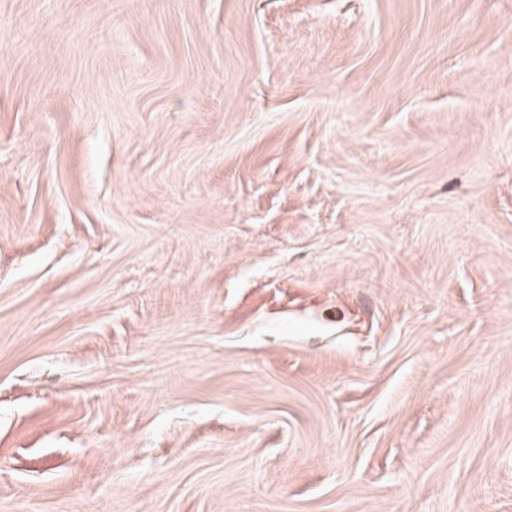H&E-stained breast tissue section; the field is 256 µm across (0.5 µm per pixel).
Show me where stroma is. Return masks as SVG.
Returning a JSON list of instances; mask_svg holds the SVG:
<instances>
[{
    "instance_id": "1",
    "label": "stroma",
    "mask_w": 512,
    "mask_h": 512,
    "mask_svg": "<svg viewBox=\"0 0 512 512\" xmlns=\"http://www.w3.org/2000/svg\"><path fill=\"white\" fill-rule=\"evenodd\" d=\"M0 512H512V0H0Z\"/></svg>"
}]
</instances>
